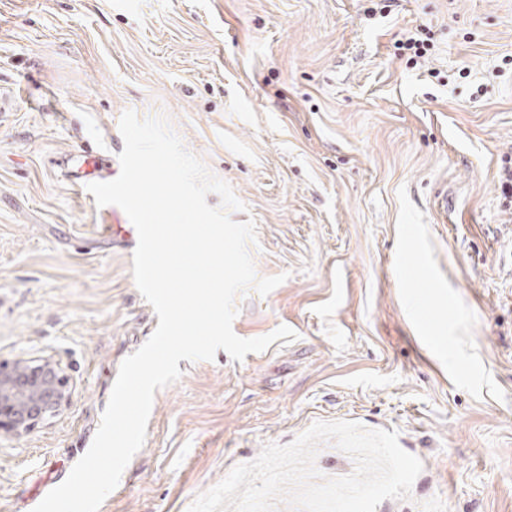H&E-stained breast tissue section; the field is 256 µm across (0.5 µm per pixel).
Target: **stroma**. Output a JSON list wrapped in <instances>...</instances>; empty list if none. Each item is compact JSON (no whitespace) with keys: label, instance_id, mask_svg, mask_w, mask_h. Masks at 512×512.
Here are the masks:
<instances>
[{"label":"stroma","instance_id":"stroma-1","mask_svg":"<svg viewBox=\"0 0 512 512\" xmlns=\"http://www.w3.org/2000/svg\"><path fill=\"white\" fill-rule=\"evenodd\" d=\"M0 0V361L51 357L62 413L0 437V512H33L87 452L159 319L118 206L119 120L167 118L254 220L240 362L182 360L99 512H188L317 421L394 430L423 470L376 512H512V0ZM429 29L419 63L396 42Z\"/></svg>","mask_w":512,"mask_h":512}]
</instances>
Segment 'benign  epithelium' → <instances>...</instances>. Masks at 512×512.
Here are the masks:
<instances>
[{
  "label": "benign epithelium",
  "mask_w": 512,
  "mask_h": 512,
  "mask_svg": "<svg viewBox=\"0 0 512 512\" xmlns=\"http://www.w3.org/2000/svg\"><path fill=\"white\" fill-rule=\"evenodd\" d=\"M73 393L70 379L50 358L0 362V435L30 433L58 416Z\"/></svg>",
  "instance_id": "7a95c632"
}]
</instances>
